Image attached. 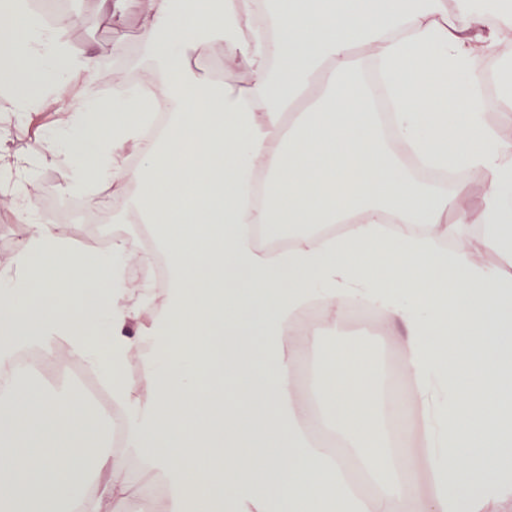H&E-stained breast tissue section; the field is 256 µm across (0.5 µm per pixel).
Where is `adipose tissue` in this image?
<instances>
[{
    "mask_svg": "<svg viewBox=\"0 0 512 512\" xmlns=\"http://www.w3.org/2000/svg\"><path fill=\"white\" fill-rule=\"evenodd\" d=\"M494 4L102 0L114 20L142 15L153 65L144 87L102 100L85 90L107 72L66 37L75 17L40 27L20 0H0V82L14 87L0 124L62 114L22 154L0 133V195L30 227L0 273V365L22 347L54 355L65 338L111 381L125 435L99 450L69 389L1 405L0 512H56L79 477L87 512H139L125 482L133 456L165 482V512H188L200 492L208 512H352L312 437L332 409L377 487L367 512H472L466 499L449 507V485L462 471L480 483L496 449L512 447V274L478 260L463 232L481 225L483 246L512 257V139L474 94L475 62L512 35V0ZM213 40L244 85L190 67ZM368 68L395 103L385 127ZM160 105L169 130L150 140ZM414 154L471 170L483 193L442 194L411 174ZM59 164L90 205L102 186L135 185L128 214L169 264L163 309L131 286L125 238L76 255L42 223L31 186ZM447 238L455 246L438 249ZM355 303L399 330L422 451L391 454L369 351L320 347ZM309 305L318 319L298 323ZM148 344L159 351L144 354L138 390L127 364ZM315 353L330 388L306 401L294 371Z\"/></svg>",
    "mask_w": 512,
    "mask_h": 512,
    "instance_id": "obj_1",
    "label": "adipose tissue"
}]
</instances>
